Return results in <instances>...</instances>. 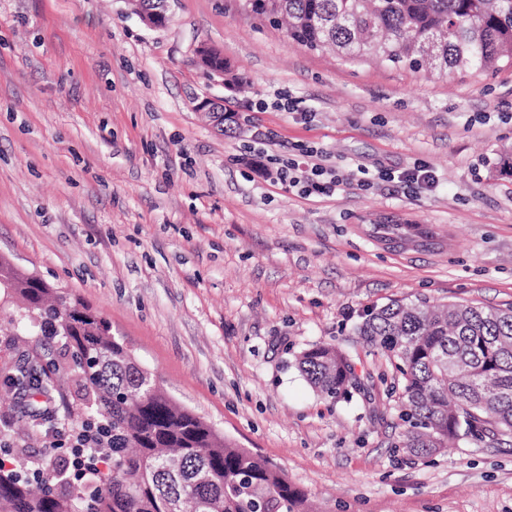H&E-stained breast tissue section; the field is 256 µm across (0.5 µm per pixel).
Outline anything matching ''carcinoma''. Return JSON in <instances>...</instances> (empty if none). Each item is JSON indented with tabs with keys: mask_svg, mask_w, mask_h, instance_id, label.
Segmentation results:
<instances>
[{
	"mask_svg": "<svg viewBox=\"0 0 512 512\" xmlns=\"http://www.w3.org/2000/svg\"><path fill=\"white\" fill-rule=\"evenodd\" d=\"M248 12L310 51L345 63L377 62L446 77L512 68V0H246ZM0 290L20 319L59 336L85 407L108 425V470L88 469L90 492L63 478L56 458L35 488L0 468V512H316L276 468L178 403L101 315L0 257ZM355 335L401 376L396 448L431 457L448 444L491 438L512 445V307L404 304L374 307ZM301 376L333 401L355 386L340 347L316 343L296 357Z\"/></svg>",
	"mask_w": 512,
	"mask_h": 512,
	"instance_id": "obj_1",
	"label": "carcinoma"
}]
</instances>
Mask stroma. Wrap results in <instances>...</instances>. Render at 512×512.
Returning <instances> with one entry per match:
<instances>
[{"mask_svg": "<svg viewBox=\"0 0 512 512\" xmlns=\"http://www.w3.org/2000/svg\"><path fill=\"white\" fill-rule=\"evenodd\" d=\"M0 0V255L81 297L181 404L280 468L324 512H512V446L397 451L399 374L353 333L393 301L512 306V69L423 74L289 42L239 0ZM253 84H209L196 50ZM228 96L239 130L195 108ZM279 95L292 111L260 109ZM318 148L342 182L305 197L279 163ZM426 166L430 189L402 181ZM411 224L416 240L375 227ZM347 352L348 398L296 356ZM61 345L0 297V414L38 452L48 396L14 384Z\"/></svg>", "mask_w": 512, "mask_h": 512, "instance_id": "35a3bbf8", "label": "stroma"}]
</instances>
